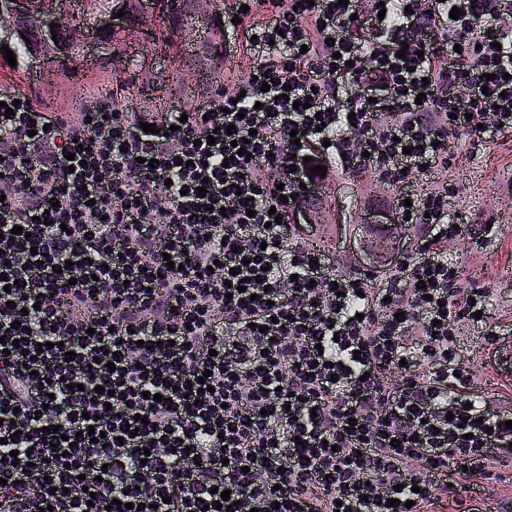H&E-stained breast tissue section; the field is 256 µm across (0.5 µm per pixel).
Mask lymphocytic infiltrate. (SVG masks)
<instances>
[{
    "label": "lymphocytic infiltrate",
    "mask_w": 512,
    "mask_h": 512,
    "mask_svg": "<svg viewBox=\"0 0 512 512\" xmlns=\"http://www.w3.org/2000/svg\"><path fill=\"white\" fill-rule=\"evenodd\" d=\"M236 16L250 67L184 122L0 92V512H423L512 446L458 350L488 292L448 260L451 148L512 131V0ZM308 156L395 191V270L294 234Z\"/></svg>",
    "instance_id": "lymphocytic-infiltrate-1"
}]
</instances>
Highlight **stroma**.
I'll list each match as a JSON object with an SVG mask.
<instances>
[{"label": "stroma", "mask_w": 512, "mask_h": 512, "mask_svg": "<svg viewBox=\"0 0 512 512\" xmlns=\"http://www.w3.org/2000/svg\"><path fill=\"white\" fill-rule=\"evenodd\" d=\"M197 39L184 41L179 56L166 51L152 35H136L112 47V62L100 60L96 41H88L83 57L66 60V75L47 81L51 64L25 56L14 67L0 68V89L27 93L35 103L55 112H73L81 101H95L114 94L132 95L148 112L163 114L191 111L202 106L213 88L242 75L249 65L238 59L229 69L193 65ZM452 166L462 189L460 211L468 223L492 224L497 231L488 245L473 241L452 244L448 256L461 271L463 287L490 292L488 314L496 328L487 341L479 325L463 322L459 340L462 355L474 374L475 384L490 408L512 407V192L502 175L512 170V132L498 136L478 154L464 144L454 149ZM322 184L326 192L314 225L299 224L300 234L317 231L330 239L331 254L344 266L360 268L353 252V235L359 217L370 205L394 206V192L342 172H331ZM481 499L495 512H512V453L495 462L483 480Z\"/></svg>", "instance_id": "1"}]
</instances>
